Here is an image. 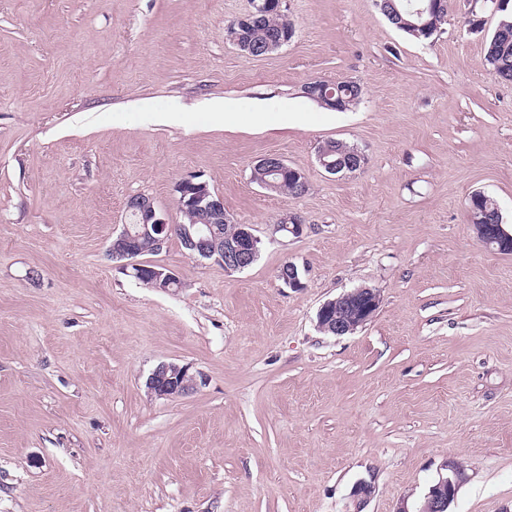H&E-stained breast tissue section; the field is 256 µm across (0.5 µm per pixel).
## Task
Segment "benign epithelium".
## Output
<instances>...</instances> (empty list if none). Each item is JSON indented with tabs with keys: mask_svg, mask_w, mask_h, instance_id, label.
<instances>
[{
	"mask_svg": "<svg viewBox=\"0 0 512 512\" xmlns=\"http://www.w3.org/2000/svg\"><path fill=\"white\" fill-rule=\"evenodd\" d=\"M241 19H236L226 27L227 38L240 50L251 53L254 46L243 38L240 32ZM305 94L313 98L329 100L334 96L330 83L314 80L305 86ZM329 145L322 143L317 149V161L325 172L334 174L339 170L354 173L366 164L364 154L355 153L356 161L347 164L339 160L328 159ZM289 171L291 167L278 155H267L256 160L252 165L251 180L265 189H272L276 183L268 176L275 172ZM176 188L181 194L176 196L177 209L183 213L197 209L206 210L212 223L198 229L196 241H189L186 246L193 249L190 256L196 259L213 260L224 265L227 271H242L248 268L259 252L260 240L252 233L251 225L243 224L237 238L215 246L211 237L216 234L215 225L231 220L224 212V199L209 190V185L193 178L180 181ZM126 210L137 217V223L123 225L122 231L112 240L109 255L121 262V268L138 281H149L161 291H168L173 286L181 285L178 275L171 269L159 265H148L140 260L142 243L148 241L156 251H161L168 240L175 236L178 225L171 224L155 205L154 199L144 193L130 197ZM279 230L295 237L302 234L304 222L295 213L282 218ZM476 239L484 246L502 255L512 254V234L506 232L501 224L474 225ZM382 302L381 293L376 288L361 287L324 303L317 313V327L322 332L333 336H343L355 332L367 324L376 314ZM198 381L189 373V368L176 363H161L147 379L148 390L160 399L185 396L193 392ZM461 473L451 467L450 473L439 477L429 487L424 503L418 512H447L448 506L456 495Z\"/></svg>",
	"mask_w": 512,
	"mask_h": 512,
	"instance_id": "1",
	"label": "benign epithelium"
}]
</instances>
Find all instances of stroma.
<instances>
[{"mask_svg": "<svg viewBox=\"0 0 512 512\" xmlns=\"http://www.w3.org/2000/svg\"><path fill=\"white\" fill-rule=\"evenodd\" d=\"M285 6L293 39L254 57L225 37L249 0H0V512H417L453 465L449 512H512V255L481 247L465 206L485 192L512 228L497 17L469 32L452 14L420 41L375 0ZM314 79L362 100L325 109ZM209 102L295 121L226 127ZM330 139L365 167L326 173ZM268 154L305 195L252 182ZM193 174L258 258L229 272L173 239L153 261L181 287H145L107 252L126 202L148 193L180 223ZM289 212L301 236L278 230ZM364 286L382 296L371 322L318 331L324 302ZM163 362L197 389L151 397ZM336 96L338 95V90L341 91V95L345 100L342 108L335 109L336 100H332L331 98L334 96V91L332 89H328L331 85L329 82L325 80H314L307 83L305 86L304 93L313 98H321L326 99L333 102L332 110L344 111L349 109L354 105H357L361 98V92L357 90L355 87H351L349 85L344 84L343 81L336 82ZM329 145L326 142H323L317 149V161L319 165L324 169L325 172L330 174H335L336 171L346 169L347 172L354 173L361 168L364 167L366 164V157L361 152H356L354 155L356 156V162H349L347 164L340 161V159H336L339 157V155H333L330 157V159H336L335 160H329ZM343 171H340L336 174H341Z\"/></svg>", "mask_w": 512, "mask_h": 512, "instance_id": "1", "label": "stroma"}]
</instances>
